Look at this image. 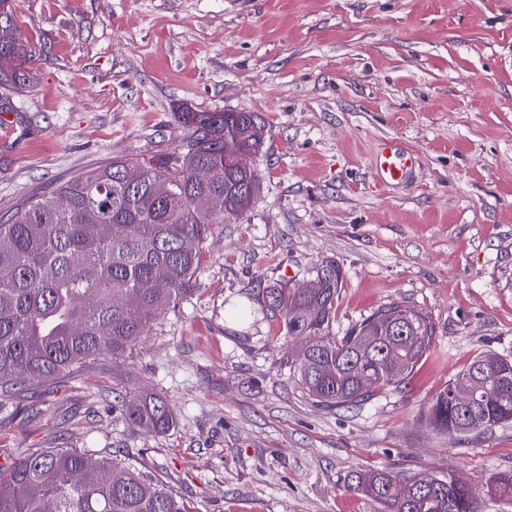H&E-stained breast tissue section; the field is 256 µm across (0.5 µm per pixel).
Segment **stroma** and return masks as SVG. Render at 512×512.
<instances>
[{
	"mask_svg": "<svg viewBox=\"0 0 512 512\" xmlns=\"http://www.w3.org/2000/svg\"><path fill=\"white\" fill-rule=\"evenodd\" d=\"M40 50L0 88V215L87 170L178 150L179 104L257 113L250 208L213 225L197 288L124 358L105 353L0 399V482L40 448L138 467L186 512H379L352 474L512 468V423L454 439L427 419L477 356L512 360V0H12ZM390 137L417 151L408 186L370 167ZM343 273L332 331L405 302L436 326L405 384L326 408L291 377L282 316L258 289ZM148 390L167 432L115 420Z\"/></svg>",
	"mask_w": 512,
	"mask_h": 512,
	"instance_id": "35a3bbf8",
	"label": "stroma"
}]
</instances>
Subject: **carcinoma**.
<instances>
[{
	"label": "carcinoma",
	"instance_id": "cac0c4a2",
	"mask_svg": "<svg viewBox=\"0 0 512 512\" xmlns=\"http://www.w3.org/2000/svg\"><path fill=\"white\" fill-rule=\"evenodd\" d=\"M36 56L9 0H0V85H27ZM176 118L188 130L182 150L87 170L0 218V397L24 401L45 378L68 376L104 352L130 353L158 316L194 289L211 225L250 206L258 174L225 154L262 151L258 116L184 106ZM201 166L209 170L205 181ZM130 168L140 175L134 186L125 178ZM203 198L221 205L203 209ZM321 274L316 288L281 283L258 291L263 306L284 318L285 335L300 343L290 368L301 389L325 407H342L405 382L436 336L429 316L392 302L336 336L343 274L332 263ZM458 384L470 390L469 409L450 395ZM114 412L139 430L165 432L174 424L167 400L153 392L123 397ZM428 417L455 437L464 420L484 431L512 422V361L476 357L448 381ZM351 481L382 512H481L479 492L452 468L441 477L359 472ZM486 492L512 498V469L498 473ZM49 505L53 512H184L152 479L108 458L92 463L73 448L24 455L0 483V512H45Z\"/></svg>",
	"mask_w": 512,
	"mask_h": 512
}]
</instances>
